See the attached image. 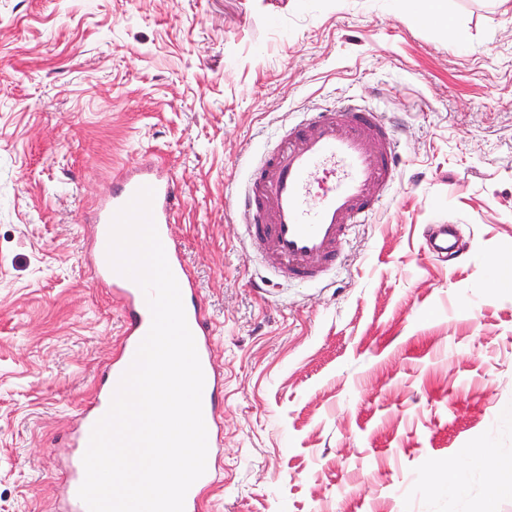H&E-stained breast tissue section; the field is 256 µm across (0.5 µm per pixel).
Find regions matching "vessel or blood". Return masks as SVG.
<instances>
[{
  "instance_id": "b4317fda",
  "label": "vessel or blood",
  "mask_w": 512,
  "mask_h": 512,
  "mask_svg": "<svg viewBox=\"0 0 512 512\" xmlns=\"http://www.w3.org/2000/svg\"><path fill=\"white\" fill-rule=\"evenodd\" d=\"M400 123L373 107L348 100L309 112L301 124L282 129L276 151L260 153L247 165L243 183L232 186L226 203L241 217L249 244L261 252L279 277L322 283L340 265V243L352 225L368 223L389 200L401 172ZM145 186L155 191L152 214L167 261L176 277L188 326L204 373L203 417L207 429L206 471L188 490L184 512H200L202 491L219 474L224 450V370L217 363L211 321L195 281L185 273V258L170 215L180 203L173 178L140 167L109 193L94 217L88 275L110 289L124 311L126 338L97 398L76 419L63 452L66 479L59 488L61 512H88L78 490L85 478L83 456L93 426L108 411L120 378L132 364L151 326L146 297L133 280L115 272L107 247L112 219ZM455 227L446 217L428 225L424 244L437 255L454 246Z\"/></svg>"
}]
</instances>
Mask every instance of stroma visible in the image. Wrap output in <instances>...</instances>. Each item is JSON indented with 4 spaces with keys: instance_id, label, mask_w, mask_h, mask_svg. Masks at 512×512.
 Returning a JSON list of instances; mask_svg holds the SVG:
<instances>
[{
    "instance_id": "stroma-1",
    "label": "stroma",
    "mask_w": 512,
    "mask_h": 512,
    "mask_svg": "<svg viewBox=\"0 0 512 512\" xmlns=\"http://www.w3.org/2000/svg\"><path fill=\"white\" fill-rule=\"evenodd\" d=\"M0 0V512H56L59 450L123 343L85 268L101 197L148 163L217 329L224 456L200 512H512V12L446 0ZM357 96L403 119L389 204L321 285L257 260L243 158ZM464 257L429 254L437 215ZM479 463L487 470L501 475L506 472L508 465L497 456L491 454L487 448H468L463 455L448 464V476L455 478L461 476L471 465Z\"/></svg>"
}]
</instances>
